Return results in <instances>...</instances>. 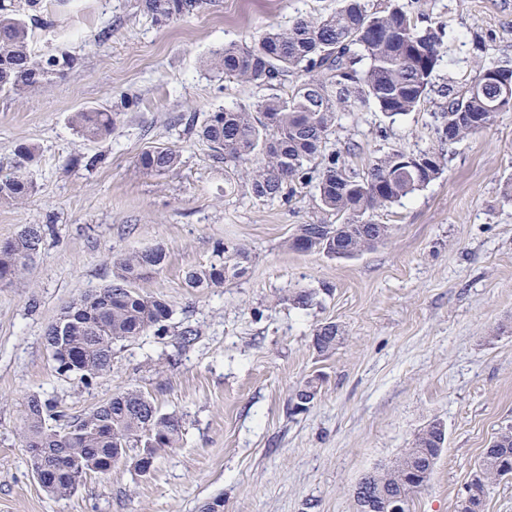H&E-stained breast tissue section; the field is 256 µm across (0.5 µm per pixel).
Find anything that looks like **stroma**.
<instances>
[{"label": "stroma", "mask_w": 512, "mask_h": 512, "mask_svg": "<svg viewBox=\"0 0 512 512\" xmlns=\"http://www.w3.org/2000/svg\"><path fill=\"white\" fill-rule=\"evenodd\" d=\"M337 5L218 0L159 26L133 0L49 4L53 25L34 30L33 51L67 49L77 66L37 92L0 93V168L36 149L32 194L0 207V243L45 229L30 269L0 284V512H198L216 497L224 512H356L361 477L436 418L445 448L410 510L456 512L484 448L512 423V112L454 144L439 178L378 211L390 237L350 259L289 249L297 226L322 216L313 186L272 202L225 187L223 163L187 133L212 109L262 95L209 71L213 51ZM425 10L445 31L436 84L466 83L485 57L512 60V0H427ZM102 108L119 114L106 138L86 140L69 122ZM436 109L391 121L366 108L342 118L330 145H358L359 170L393 148L428 149ZM156 147L179 150L175 170L138 168ZM93 155L101 164L85 167ZM224 243L247 252L246 272L188 288L186 271ZM153 247L167 260L139 289L170 304L166 331L116 347L111 373L91 385L58 375L44 336L61 309L111 282L113 256ZM308 289L318 293L309 308L284 303ZM330 321L343 340L320 357L313 331ZM187 325L199 331L189 347ZM315 374L314 404L289 415V396ZM129 385L182 417L180 446L149 475L126 462L49 497L26 465L25 397L48 394L74 416Z\"/></svg>", "instance_id": "obj_1"}]
</instances>
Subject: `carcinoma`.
<instances>
[{"label":"carcinoma","mask_w":512,"mask_h":512,"mask_svg":"<svg viewBox=\"0 0 512 512\" xmlns=\"http://www.w3.org/2000/svg\"><path fill=\"white\" fill-rule=\"evenodd\" d=\"M213 0H135L137 11L158 25H169L204 12ZM46 0H0V93L20 95L52 83L71 69L75 57L65 51L32 54L33 28L49 26ZM442 27L428 14L412 12L399 0H340L338 8L320 16H299L286 29H271L251 43H232L213 52L211 69L266 89L269 94L248 107L219 108L196 129L217 159L224 160V180H246L253 197L271 201L287 185L315 183L320 209L336 221L321 219L300 224L288 240L299 253L330 258H353L390 235L387 224H378L373 213L437 179L447 165L444 145L494 124L502 109L497 89L483 80L496 71L512 84V64L494 58L477 63L474 76L463 86L439 90L440 147L411 154L405 150L384 153L357 172L346 153L328 148L329 136L345 115L372 105L390 121L419 110L431 99L435 74L442 60ZM296 80L281 90L282 77ZM117 113L78 110L70 122L87 140L112 131ZM36 149L24 147L14 171L0 174V206L28 197L33 186L27 168ZM417 157L414 165L407 158ZM179 152L156 148L142 152L138 167L149 174L174 170ZM43 242V227L30 224L17 237L0 245V283L23 274ZM247 256L234 245L224 244L214 258L187 272L189 288L221 286L230 276L245 272ZM166 261L161 247L121 253L112 260V282L85 293L63 310L65 329L52 323L46 331L47 349L55 354L56 371L86 386L112 371L117 345L161 332L173 310L163 299L141 293L140 282L157 273ZM311 290L295 292L283 301L306 309L314 303ZM339 329L333 322L316 326L312 348L320 356L336 350ZM320 388V376L306 378L288 400L308 410ZM22 442L32 473L49 476L43 490L54 498L74 494L85 477L107 474L134 455V468L149 473L159 452L176 448L183 439L182 418L164 413L153 397L136 386L112 394L91 410L69 417L54 400L39 393L23 403ZM444 449L442 432L431 422L414 436L409 448L392 465L361 478L364 498L374 512H388L401 500V512H409L412 494L424 489V480H407L408 471L424 472L430 460ZM512 461V425H507L484 450L478 467L483 483L476 501L484 503L489 485L500 478L503 462Z\"/></svg>","instance_id":"1"}]
</instances>
